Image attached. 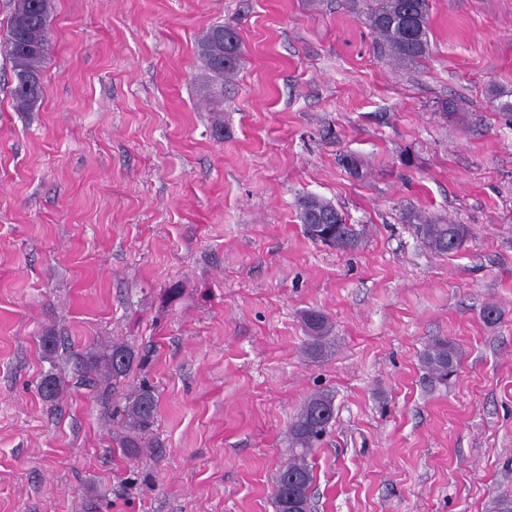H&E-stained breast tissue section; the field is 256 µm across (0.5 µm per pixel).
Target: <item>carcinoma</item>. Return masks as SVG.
Listing matches in <instances>:
<instances>
[{
  "mask_svg": "<svg viewBox=\"0 0 512 512\" xmlns=\"http://www.w3.org/2000/svg\"><path fill=\"white\" fill-rule=\"evenodd\" d=\"M54 0H12L11 15L4 46L11 64L15 85L11 90L13 108L30 112L43 98L42 75L51 48ZM366 21L377 35L388 61L412 64L428 54V0H371ZM197 56L203 67L202 88L210 100L221 102L224 80L239 69L242 42L238 33L222 25H212L196 43ZM299 218L306 235L338 250H352L359 242L354 225L329 201L307 194L297 201ZM418 233L426 247L442 254L461 250L469 231L462 224H439L419 219ZM302 320L308 329L306 350L313 357L327 352L332 323L328 315L317 309L303 312ZM142 357L128 344L88 350L81 358V367L96 376L105 390L126 377ZM422 364L429 381L447 384L457 374L460 364L453 342L438 339L422 354ZM39 391L47 401L60 394V378L50 371L41 380ZM124 403L114 407V413L124 425L120 448L132 453L145 444V434L151 429L157 412V395L147 382L123 397ZM335 416L334 394L322 390L311 395L297 412L289 426L292 445L287 465L279 472L273 487L275 512H287L289 498H294L301 512H310L314 467L309 455L326 432Z\"/></svg>",
  "mask_w": 512,
  "mask_h": 512,
  "instance_id": "1",
  "label": "carcinoma"
}]
</instances>
